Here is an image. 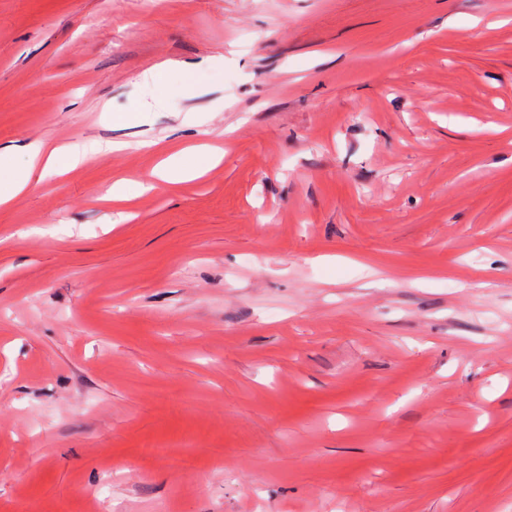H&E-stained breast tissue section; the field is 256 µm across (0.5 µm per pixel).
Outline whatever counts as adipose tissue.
<instances>
[{
  "label": "adipose tissue",
  "mask_w": 512,
  "mask_h": 512,
  "mask_svg": "<svg viewBox=\"0 0 512 512\" xmlns=\"http://www.w3.org/2000/svg\"><path fill=\"white\" fill-rule=\"evenodd\" d=\"M26 165L16 169L8 161L0 159V205H4L23 193L33 172L51 171L61 165L77 166L86 162L88 153L76 146L50 147L35 141L25 150ZM213 154L204 147L184 149L178 152L175 161L155 168L153 179L173 183L201 175L213 162Z\"/></svg>",
  "instance_id": "1"
}]
</instances>
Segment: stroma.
I'll list each match as a JSON object with an SVG mask.
<instances>
[{"instance_id":"obj_1","label":"stroma","mask_w":512,"mask_h":512,"mask_svg":"<svg viewBox=\"0 0 512 512\" xmlns=\"http://www.w3.org/2000/svg\"><path fill=\"white\" fill-rule=\"evenodd\" d=\"M36 140L0 512H512V0H0ZM171 164H163L152 172V179L173 183L201 175L214 161L213 154L205 147L184 149L176 154Z\"/></svg>"}]
</instances>
